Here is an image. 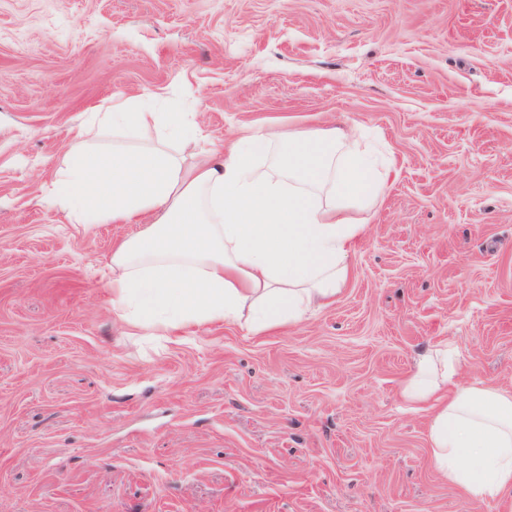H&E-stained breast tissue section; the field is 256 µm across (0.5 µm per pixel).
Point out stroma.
<instances>
[{"label": "stroma", "mask_w": 512, "mask_h": 512, "mask_svg": "<svg viewBox=\"0 0 512 512\" xmlns=\"http://www.w3.org/2000/svg\"><path fill=\"white\" fill-rule=\"evenodd\" d=\"M340 128L392 163L346 286L294 324L171 336L104 282L135 224L54 203L112 99ZM448 341L512 389V0H0V512H512L435 469L400 388Z\"/></svg>", "instance_id": "stroma-1"}]
</instances>
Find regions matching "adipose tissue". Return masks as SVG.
Wrapping results in <instances>:
<instances>
[{
    "label": "adipose tissue",
    "mask_w": 512,
    "mask_h": 512,
    "mask_svg": "<svg viewBox=\"0 0 512 512\" xmlns=\"http://www.w3.org/2000/svg\"><path fill=\"white\" fill-rule=\"evenodd\" d=\"M192 112L118 98L88 113L56 171L75 224H137L105 286L122 321L170 335L218 319L262 332L333 302L367 227L349 207L376 196L388 162L344 132L247 131L199 148ZM288 157L261 165L272 145ZM193 148V163L182 151ZM451 343L419 352L401 389L428 415L433 464L467 496L512 499V392L466 386Z\"/></svg>",
    "instance_id": "adipose-tissue-1"
}]
</instances>
